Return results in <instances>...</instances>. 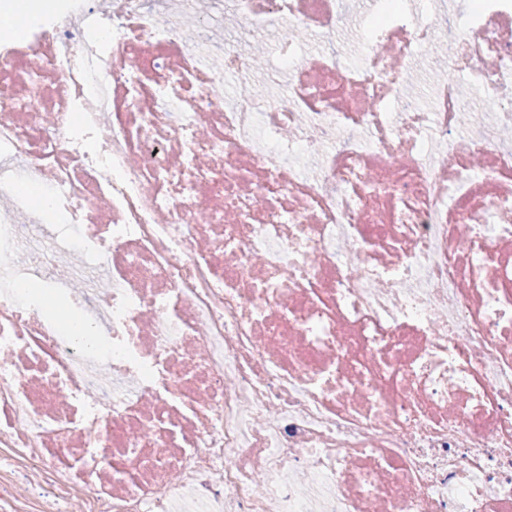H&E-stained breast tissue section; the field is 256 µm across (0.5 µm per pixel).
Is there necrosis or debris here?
<instances>
[{"label": "necrosis or debris", "mask_w": 512, "mask_h": 512, "mask_svg": "<svg viewBox=\"0 0 512 512\" xmlns=\"http://www.w3.org/2000/svg\"><path fill=\"white\" fill-rule=\"evenodd\" d=\"M343 4L0 44V512H512V0Z\"/></svg>", "instance_id": "necrosis-or-debris-1"}]
</instances>
